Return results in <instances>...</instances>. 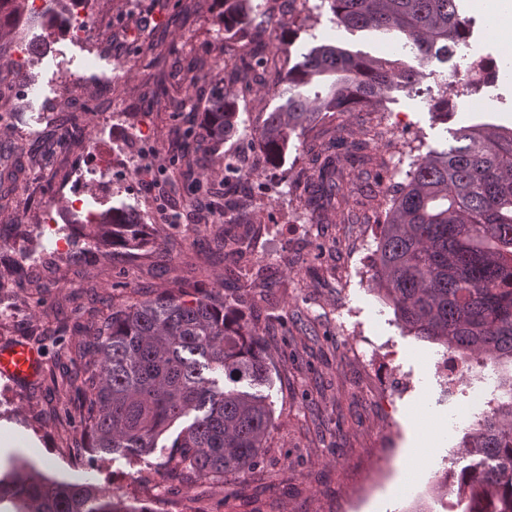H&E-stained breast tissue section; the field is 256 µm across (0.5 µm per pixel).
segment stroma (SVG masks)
<instances>
[{
	"label": "stroma",
	"mask_w": 512,
	"mask_h": 512,
	"mask_svg": "<svg viewBox=\"0 0 512 512\" xmlns=\"http://www.w3.org/2000/svg\"><path fill=\"white\" fill-rule=\"evenodd\" d=\"M462 5L474 24L469 42L425 63L422 94L394 92L380 104L399 143L395 170L473 124L483 103L493 106L490 122L512 126V0ZM220 12L217 0H98L86 39L34 21L0 47V71L18 67L21 86L34 88L0 114V168L12 170L17 186L0 199V345L25 343L43 357L35 381L0 383V437L37 447L34 462L63 480L79 468L103 488L160 491L193 512H338L383 453L392 473L361 512H408L416 496L425 512H448L457 489L432 493L433 476L463 466L458 448L488 411L489 392L475 380L448 383L438 345L409 335L379 300L373 275L382 225L340 224L332 211L316 224L288 203L311 149L358 129L365 113L317 125L278 167L264 169L254 129L281 100L258 86L239 88L237 133L183 152L185 131L201 132L224 78L199 60L223 57L228 44L241 54L250 48L229 40ZM324 43L388 60L406 55L398 37L340 26L323 7L291 33V62ZM481 57L497 60L495 81L469 94L448 122L435 120L430 98ZM101 154L114 157L111 171L76 181L77 169ZM228 155L276 191L244 227L211 210ZM121 204L146 225L138 247H92L78 234L70 252L36 269L52 244L48 220L64 225ZM177 287L236 298L272 362L261 388L273 417L268 446L251 473L228 476L220 488L156 472L157 453L137 468L94 456L61 388L78 370L76 345L113 307ZM427 439L434 446L426 450Z\"/></svg>",
	"instance_id": "35a3bbf8"
}]
</instances>
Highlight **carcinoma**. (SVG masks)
Wrapping results in <instances>:
<instances>
[{
	"label": "carcinoma",
	"instance_id": "cac0c4a2",
	"mask_svg": "<svg viewBox=\"0 0 512 512\" xmlns=\"http://www.w3.org/2000/svg\"><path fill=\"white\" fill-rule=\"evenodd\" d=\"M28 0H0V40L25 15ZM81 0H44L35 16L51 27L68 28ZM288 29L301 28L310 0H288ZM338 24L350 29L398 32L407 61L377 60L321 44L288 66L267 55L260 3L220 0L224 32L254 31L263 54L228 53L222 68L228 83L257 82L263 65L273 80L268 90L286 97L264 113L256 129L262 160L270 167L284 158L293 139L317 123L356 110L371 114L348 132L345 155L327 147L313 158V173L293 196L306 215L345 207L363 176L376 184L389 172L388 150L397 147L377 104L394 91L420 92L419 70L432 57H451L473 34L460 0H321ZM498 67L491 59L455 75L464 91L490 83ZM458 103L446 95L431 100L436 118L448 119ZM239 109L223 86L203 115L202 137L218 144L238 131ZM454 143L418 156L403 180L391 183L389 207L379 214L380 190L367 192L362 224H384L375 260L377 293L411 335L457 354L462 366L512 362V127L478 122L453 135ZM391 173V172H389ZM392 172L391 177H396ZM256 197L224 198L229 224L250 219ZM84 236L112 246L136 247L145 225L127 206L112 207L80 222ZM172 288L122 307L99 327L84 359L82 387L91 397L79 405L84 427L99 454L141 460L176 422L187 423L163 453L166 463L188 480L224 478L252 467L267 447L272 413L256 388L269 380L270 364L260 336L225 299L211 293L186 299ZM468 463L459 473L436 476L437 492L457 479V512H512V376L498 382L494 407L462 442ZM112 495L90 483L53 478L21 455L0 469V505L9 512H112Z\"/></svg>",
	"mask_w": 512,
	"mask_h": 512
}]
</instances>
